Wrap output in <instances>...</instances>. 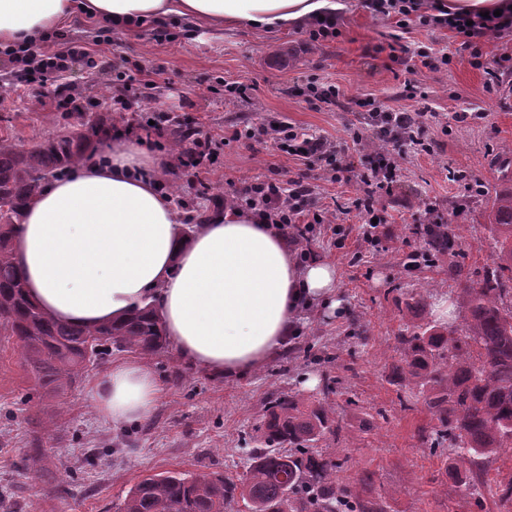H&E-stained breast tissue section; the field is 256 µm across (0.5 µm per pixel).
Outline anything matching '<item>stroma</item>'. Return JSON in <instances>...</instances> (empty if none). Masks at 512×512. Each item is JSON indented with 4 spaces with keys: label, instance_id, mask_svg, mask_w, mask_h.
<instances>
[{
    "label": "stroma",
    "instance_id": "stroma-1",
    "mask_svg": "<svg viewBox=\"0 0 512 512\" xmlns=\"http://www.w3.org/2000/svg\"><path fill=\"white\" fill-rule=\"evenodd\" d=\"M59 33L120 60L129 75L148 76L153 85L147 109L119 117L108 75L85 58L69 62L61 90L45 104L16 86L1 63L0 137L18 146L32 147L55 129L84 133L101 124L136 139L140 124L153 118L161 130L156 155L164 167L174 160L169 145L175 123L222 137L276 119L335 143L341 159L358 166L378 148L362 122V102L371 98L389 109L421 113L423 137L436 146L430 153L402 146L399 180L379 199L387 221L378 225L375 244L364 243L363 220L354 211L313 225L308 248L314 259L338 266L346 309L337 316L310 310L288 349L247 377L214 376L171 349L142 355L161 384L159 401L145 420L115 428L99 420L91 390L127 352L113 351L111 359L51 390L32 373L21 343L0 335V512H117L132 486L166 471L239 480L252 448L247 436L274 393L334 404L341 425L337 448L346 459L337 479L347 487L366 483L384 512H479L446 474L442 457L431 452L426 436L435 421L424 404L401 407L393 367L400 359L397 336L435 319L439 298L452 307L451 323H462L460 290L482 278L492 263L489 192L502 178L499 151L512 146V74H501L486 88L485 74L471 67L468 51L448 30L415 25L397 34L392 22L371 14L362 0H351L340 14L336 38L318 42L305 26L264 33L180 25L164 36L147 23L118 33L80 14ZM397 41L402 50L391 51ZM424 46L447 53L448 66L437 72L424 68L415 56ZM314 78L335 84L347 108L306 101L300 90ZM228 81L248 85L246 97L225 100ZM408 81L419 86V97L404 96ZM357 132L363 135L358 145L352 142ZM163 167L154 176L165 193L188 204L204 224L223 214L233 190L258 176L308 182L314 210L346 202L360 190L257 142L225 144L212 166L206 200L198 198L189 178ZM478 183L485 194L473 192ZM433 209L447 218L452 245L430 266L408 269V254L427 247L418 230ZM430 282L437 288L425 306L408 310L410 295ZM313 352L333 353L337 360L318 365L309 359ZM307 378L314 386L304 387ZM35 448L46 455L47 469L38 477L23 466Z\"/></svg>",
    "mask_w": 512,
    "mask_h": 512
}]
</instances>
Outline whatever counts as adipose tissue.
<instances>
[{"label":"adipose tissue","mask_w":512,"mask_h":512,"mask_svg":"<svg viewBox=\"0 0 512 512\" xmlns=\"http://www.w3.org/2000/svg\"><path fill=\"white\" fill-rule=\"evenodd\" d=\"M344 0H0V45L49 36L75 13L125 30L149 20L275 31L344 10ZM159 160L118 141L104 159L47 183L28 206L14 264L30 300L69 323L98 325L153 305L180 359L216 375L258 371L288 348L305 310H341L340 272L298 262L271 225L237 210L185 236L171 197L149 178ZM161 393L135 359L95 384L97 414L145 419Z\"/></svg>","instance_id":"1"}]
</instances>
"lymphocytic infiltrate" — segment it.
<instances>
[{"label": "lymphocytic infiltrate", "instance_id": "1", "mask_svg": "<svg viewBox=\"0 0 512 512\" xmlns=\"http://www.w3.org/2000/svg\"><path fill=\"white\" fill-rule=\"evenodd\" d=\"M365 8L372 13L386 17L396 27L405 29L418 24L431 29H445L460 37L462 46L470 52L469 63L481 69L489 78L499 77L501 72L512 70V54L503 53L489 58L482 46L488 37L512 33V17L461 16L449 17L441 0H364ZM86 47L63 43L54 52L38 47H18L0 49L12 65L18 81L24 86H34L39 96L45 97L56 88L57 77L64 71L69 60L89 56ZM367 124L381 139L396 144L407 139H415L418 118L413 112H397L376 105L367 100ZM265 138L279 150L298 157L307 165L318 167L329 179H337L343 167L337 159V147L324 139L309 137L305 132L288 123L262 122L245 130H233L232 140ZM221 139L210 135L192 134L184 149L175 157L176 168L182 169L196 182L198 193H207L210 188V169L206 162L221 149ZM400 171L395 154L377 153L376 161L355 175L363 186V192L355 202L358 214L373 216L382 193L390 191ZM312 193L311 187L303 181H295L293 188H284L278 180L263 177L251 180L232 195V203L237 208L253 213L259 219L278 229L284 237L301 244L306 241L312 225L326 224L330 215L316 211L306 214L305 199ZM310 250L302 249L300 260H307Z\"/></svg>", "mask_w": 512, "mask_h": 512}]
</instances>
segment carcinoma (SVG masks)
Segmentation results:
<instances>
[{
	"label": "carcinoma",
	"instance_id": "cac0c4a2",
	"mask_svg": "<svg viewBox=\"0 0 512 512\" xmlns=\"http://www.w3.org/2000/svg\"><path fill=\"white\" fill-rule=\"evenodd\" d=\"M105 130L49 133L29 149L0 140V335L15 336L45 387L69 383L79 368L100 362L112 348L158 355L167 342L152 306L98 326L53 319L27 297L14 266V238L24 211L45 182L90 159ZM494 234L492 266L462 290L460 325L427 322L397 337L402 388L422 398L437 424L429 448L455 449L451 468L476 504L512 501V479L491 483L489 465L512 448V178L503 175L487 215ZM340 426L334 406L304 405L293 396L267 402L246 475L237 482L211 473L168 471L132 487L118 512H383L336 480Z\"/></svg>",
	"mask_w": 512,
	"mask_h": 512
}]
</instances>
